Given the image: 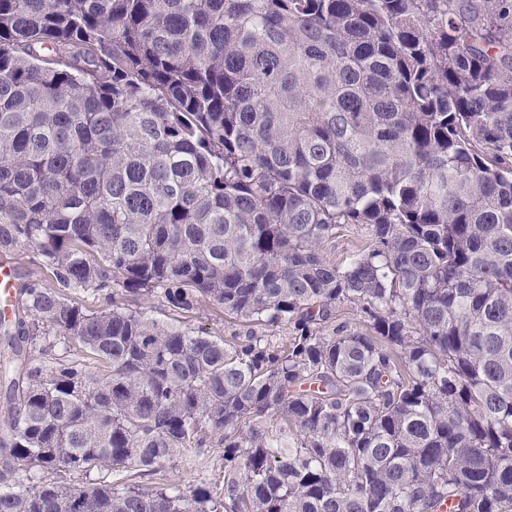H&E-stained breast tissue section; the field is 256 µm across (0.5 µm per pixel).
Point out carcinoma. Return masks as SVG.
<instances>
[{
    "mask_svg": "<svg viewBox=\"0 0 512 512\" xmlns=\"http://www.w3.org/2000/svg\"><path fill=\"white\" fill-rule=\"evenodd\" d=\"M19 252L0 512H512V0H0ZM338 235L335 241L327 245V251L336 257L337 262L345 259L355 247H361L366 242L364 230L354 224L343 228ZM180 326L188 331L197 332L201 329L230 336V333L238 328V320L225 316L222 309L217 307H203L200 312L187 319H179ZM217 463L219 462L214 458L203 462V464L192 470L171 465L166 473L173 483L178 484L182 491L189 494L201 481L212 476V470L216 468Z\"/></svg>",
    "mask_w": 512,
    "mask_h": 512,
    "instance_id": "obj_1",
    "label": "carcinoma"
}]
</instances>
